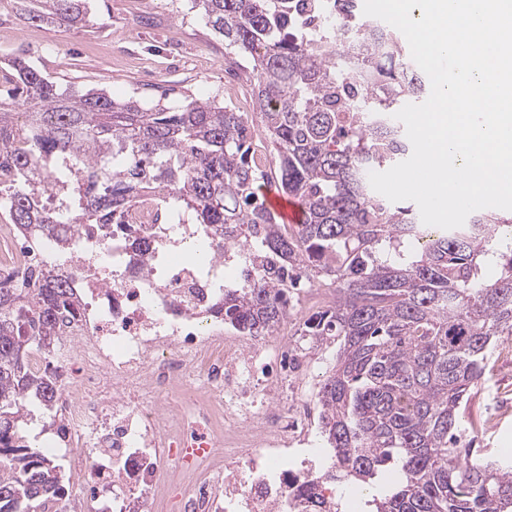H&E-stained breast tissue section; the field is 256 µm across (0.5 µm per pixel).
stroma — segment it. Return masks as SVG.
<instances>
[{"instance_id": "obj_1", "label": "stroma", "mask_w": 512, "mask_h": 512, "mask_svg": "<svg viewBox=\"0 0 512 512\" xmlns=\"http://www.w3.org/2000/svg\"><path fill=\"white\" fill-rule=\"evenodd\" d=\"M82 27L35 22V0L0 9V60L26 57L61 88L106 91L113 99L176 107L193 99L226 102L225 86L250 87L224 68V41L187 0H88ZM464 444L512 459V338L499 342L485 380L473 388Z\"/></svg>"}]
</instances>
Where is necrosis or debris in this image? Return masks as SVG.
Instances as JSON below:
<instances>
[{
  "label": "necrosis or debris",
  "instance_id": "1",
  "mask_svg": "<svg viewBox=\"0 0 512 512\" xmlns=\"http://www.w3.org/2000/svg\"><path fill=\"white\" fill-rule=\"evenodd\" d=\"M129 220L157 243L162 270L145 269L125 229L81 225L61 264L76 310L52 354L29 355L65 381L44 451L64 456L73 492L92 512H306L311 488L336 512H369L364 491L323 473L316 404L300 391L317 344L225 326L214 279L236 274L233 254L180 260L202 227L174 223L154 196Z\"/></svg>",
  "mask_w": 512,
  "mask_h": 512
}]
</instances>
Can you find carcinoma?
Instances as JSON below:
<instances>
[{
    "label": "carcinoma",
    "mask_w": 512,
    "mask_h": 512,
    "mask_svg": "<svg viewBox=\"0 0 512 512\" xmlns=\"http://www.w3.org/2000/svg\"><path fill=\"white\" fill-rule=\"evenodd\" d=\"M34 21L87 22L86 0H38ZM224 37L228 70L252 85L253 111L214 100L177 108L117 102L103 91L62 90L25 58L8 59L0 88V209L26 252L67 249L76 230L125 223L134 198L157 184L164 204L223 230L185 248L249 259L216 313L244 335H274L288 319V289L333 287L300 335L336 347L317 394L321 436L338 481L376 488L374 512H512V460H470L460 414L482 380L496 339L512 337V216L481 211L459 228L422 223L410 206L372 189L368 175L404 161L412 145L394 118L431 88L407 60L399 30L365 20L358 0L309 25L295 0H191ZM271 144L251 150L254 119ZM298 200L283 224L260 190ZM62 271L33 265L0 280V512H49L64 487L28 443L27 406L52 408L58 376L31 369L29 353L57 344L73 306Z\"/></svg>",
    "instance_id": "cac0c4a2"
}]
</instances>
